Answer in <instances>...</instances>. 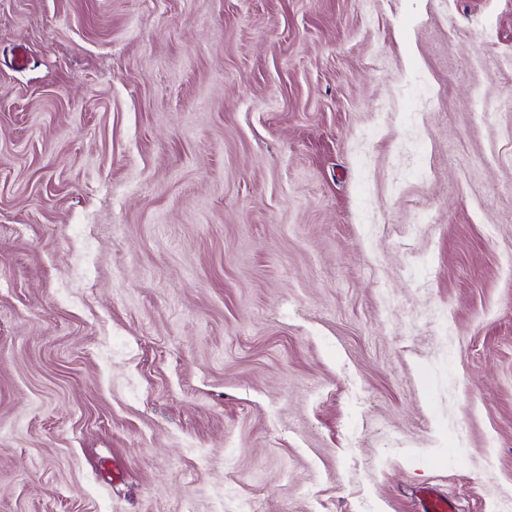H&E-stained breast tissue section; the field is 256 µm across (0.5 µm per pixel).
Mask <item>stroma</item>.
Segmentation results:
<instances>
[{"label": "stroma", "mask_w": 512, "mask_h": 512, "mask_svg": "<svg viewBox=\"0 0 512 512\" xmlns=\"http://www.w3.org/2000/svg\"><path fill=\"white\" fill-rule=\"evenodd\" d=\"M427 487L512 512V0H0V512Z\"/></svg>", "instance_id": "1"}]
</instances>
